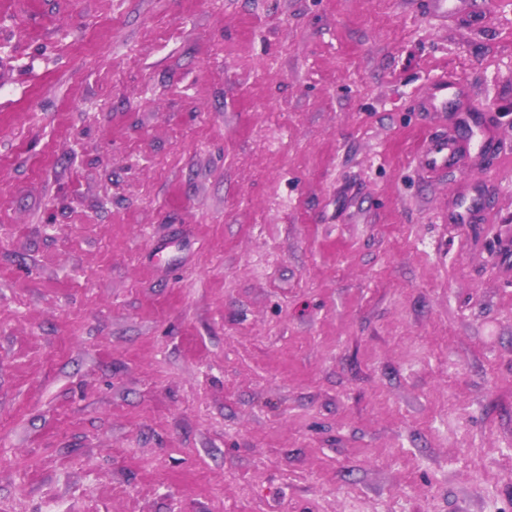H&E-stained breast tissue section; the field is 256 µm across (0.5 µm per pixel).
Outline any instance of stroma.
Returning <instances> with one entry per match:
<instances>
[{
  "label": "stroma",
  "instance_id": "stroma-1",
  "mask_svg": "<svg viewBox=\"0 0 512 512\" xmlns=\"http://www.w3.org/2000/svg\"><path fill=\"white\" fill-rule=\"evenodd\" d=\"M509 247L512 0H0V512H512ZM417 159L429 170H442L458 165L460 155L456 148L448 146L447 137H437L417 153Z\"/></svg>",
  "mask_w": 512,
  "mask_h": 512
}]
</instances>
